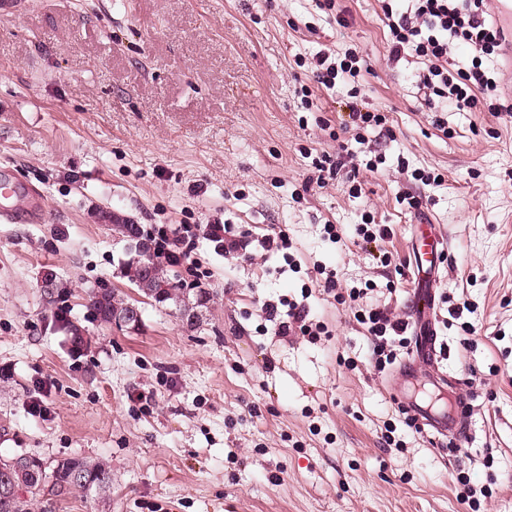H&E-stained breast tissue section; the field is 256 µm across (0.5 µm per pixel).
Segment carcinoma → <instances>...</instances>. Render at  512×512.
<instances>
[{
  "instance_id": "1",
  "label": "carcinoma",
  "mask_w": 512,
  "mask_h": 512,
  "mask_svg": "<svg viewBox=\"0 0 512 512\" xmlns=\"http://www.w3.org/2000/svg\"><path fill=\"white\" fill-rule=\"evenodd\" d=\"M103 219L112 232L126 239L133 229V220L125 215L106 212ZM123 277L138 293L158 304L175 306L181 319L195 325L201 321L198 309L207 304L202 292L193 303L185 300L182 289L170 273L168 263L153 248L147 258L133 256L123 266ZM134 299L119 297L110 288L91 292L90 306L97 318L112 323V314L123 310ZM44 461L36 456L19 454L0 457V512H32L35 501L48 497L63 500L75 492L92 495L98 499L107 496L112 488V471L102 460L70 457L57 462L51 472H46Z\"/></svg>"
}]
</instances>
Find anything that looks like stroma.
I'll return each instance as SVG.
<instances>
[{"mask_svg": "<svg viewBox=\"0 0 512 512\" xmlns=\"http://www.w3.org/2000/svg\"><path fill=\"white\" fill-rule=\"evenodd\" d=\"M336 6L347 26L318 0H28L0 15V170L40 189L46 211L0 223V455L112 469L105 501L76 493L33 512H463L455 449L403 426L401 377L375 368L335 295L365 286L405 317L420 224L451 239L434 368L472 402L468 446L492 459L467 472L493 491L485 512H512V118L451 109L440 130L416 99L418 63L387 61L381 0ZM353 46L364 100L387 117L365 134L377 172L352 147L358 195L312 182L350 90L316 83L313 59ZM405 166L442 177L422 187L423 211L402 200ZM99 210L169 230L218 219L248 247L196 236L177 272L209 295L199 325L149 300L138 330L118 328L97 319L92 289L138 293ZM370 219L388 237L365 243ZM274 232L288 252L266 249ZM49 272L62 284L50 298ZM283 297L326 334H279L262 306ZM73 324L89 347H72ZM389 424L405 450L384 443Z\"/></svg>", "mask_w": 512, "mask_h": 512, "instance_id": "obj_1", "label": "stroma"}]
</instances>
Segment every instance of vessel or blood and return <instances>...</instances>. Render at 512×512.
<instances>
[{
    "mask_svg": "<svg viewBox=\"0 0 512 512\" xmlns=\"http://www.w3.org/2000/svg\"><path fill=\"white\" fill-rule=\"evenodd\" d=\"M44 213V200L38 190L10 171L0 172L1 219L12 223L22 216L33 222L41 220ZM450 246L446 234L436 231L434 225H419L411 248L412 264L417 273L411 300L414 347L410 359L401 366L403 377L409 380L417 379L418 367L437 356L433 282L441 257L449 251ZM406 403L418 424L428 433L448 436L460 442L465 440L464 405L456 395H449L445 405L439 409L425 400L412 397L407 398Z\"/></svg>",
    "mask_w": 512,
    "mask_h": 512,
    "instance_id": "b4317fda",
    "label": "vessel or blood"
}]
</instances>
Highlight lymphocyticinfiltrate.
I'll list each match as a JSON object with an SVG mask.
<instances>
[{
	"instance_id": "obj_1",
	"label": "lymphocytic infiltrate",
	"mask_w": 512,
	"mask_h": 512,
	"mask_svg": "<svg viewBox=\"0 0 512 512\" xmlns=\"http://www.w3.org/2000/svg\"><path fill=\"white\" fill-rule=\"evenodd\" d=\"M488 0H406L402 10L394 9L392 0H382V11L389 30L390 62L405 58L420 60L416 74L420 103L432 112V122L444 127L443 112L450 108L491 112L504 111L502 88L494 72L484 68L487 57L505 55L512 47L501 27L487 9ZM466 45L473 57L465 68L449 69L452 52ZM356 302L354 316L366 325L373 338L372 358L377 369H385L401 358L407 349L408 323L391 318L388 313L363 303L362 290H351ZM269 321L277 322L280 334L300 331L305 336L320 335L323 327L309 317L305 304L290 300L285 307L268 303L264 306Z\"/></svg>"
}]
</instances>
